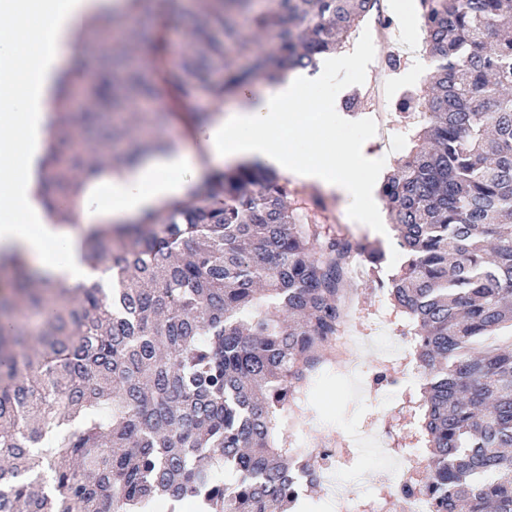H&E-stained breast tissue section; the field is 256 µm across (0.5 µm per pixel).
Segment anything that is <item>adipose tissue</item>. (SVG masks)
<instances>
[{
    "mask_svg": "<svg viewBox=\"0 0 512 512\" xmlns=\"http://www.w3.org/2000/svg\"><path fill=\"white\" fill-rule=\"evenodd\" d=\"M123 7V0H0V255H22L38 281L107 286L110 271L90 268L84 259L91 229L133 222L182 195L189 179L245 161L317 183L354 209L365 208L367 169L350 177L331 152L306 159L277 139L287 110L309 88L292 77L214 116L203 141L207 164L183 153L141 156L91 177L74 204L73 223H56L33 189L62 61L75 55L74 36L88 15Z\"/></svg>",
    "mask_w": 512,
    "mask_h": 512,
    "instance_id": "obj_1",
    "label": "adipose tissue"
}]
</instances>
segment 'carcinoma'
Masks as SVG:
<instances>
[{"instance_id": "carcinoma-1", "label": "carcinoma", "mask_w": 512, "mask_h": 512, "mask_svg": "<svg viewBox=\"0 0 512 512\" xmlns=\"http://www.w3.org/2000/svg\"><path fill=\"white\" fill-rule=\"evenodd\" d=\"M375 0H193L179 50L108 12L81 35L101 50L77 97L62 77L39 195L59 224L83 180L184 137L256 74L316 68ZM433 63L428 115L386 200L407 260L388 281L417 324L432 512H512V3L420 0ZM263 33L258 51L245 28ZM250 53L249 70L228 50ZM349 237L258 164L215 172L145 226L92 231L87 262L112 287L41 291L13 257L0 294V512H293L305 456L279 416L345 324ZM23 304L35 329L18 324ZM232 476L219 478V469Z\"/></svg>"}]
</instances>
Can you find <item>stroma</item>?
<instances>
[{
	"instance_id": "stroma-1",
	"label": "stroma",
	"mask_w": 512,
	"mask_h": 512,
	"mask_svg": "<svg viewBox=\"0 0 512 512\" xmlns=\"http://www.w3.org/2000/svg\"><path fill=\"white\" fill-rule=\"evenodd\" d=\"M343 52L352 61L334 63L320 82L319 109L307 113L303 124L285 126L279 136L307 158L327 147L345 160L358 143H368V165L376 174L367 187L372 215H355L343 197L297 178H289L288 183L302 196L320 201L319 217L326 234H347L363 247L380 243L384 261L375 266L359 258L360 271L348 282L344 330L326 347L322 363L306 385L298 389L293 410L279 417L275 435L287 448L335 449L342 473L357 486L368 487L377 474L370 471L357 438L385 436L389 447L408 457L409 476L414 480L423 478L431 450L423 429L424 381L416 356V327L383 287L399 272L404 252L378 189L381 178L396 170L402 156L377 147L368 103L352 104L345 96L379 80L397 105L428 87L432 68L408 66L379 72L371 47L355 36ZM379 372L385 375L380 382L375 379Z\"/></svg>"
}]
</instances>
